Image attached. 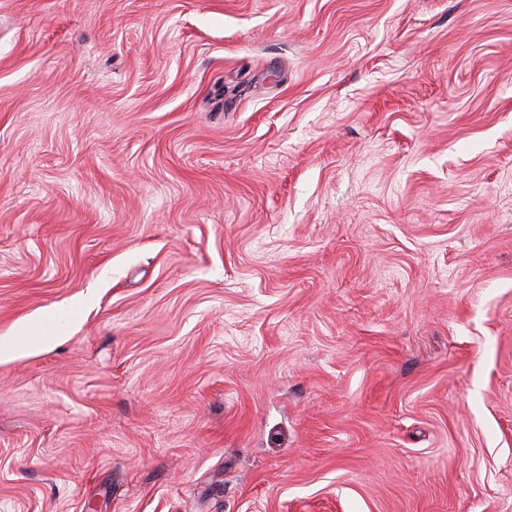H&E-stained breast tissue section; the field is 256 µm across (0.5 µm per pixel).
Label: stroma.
I'll return each instance as SVG.
<instances>
[{
    "label": "stroma",
    "instance_id": "35a3bbf8",
    "mask_svg": "<svg viewBox=\"0 0 512 512\" xmlns=\"http://www.w3.org/2000/svg\"><path fill=\"white\" fill-rule=\"evenodd\" d=\"M0 512H512V0H0Z\"/></svg>",
    "mask_w": 512,
    "mask_h": 512
}]
</instances>
